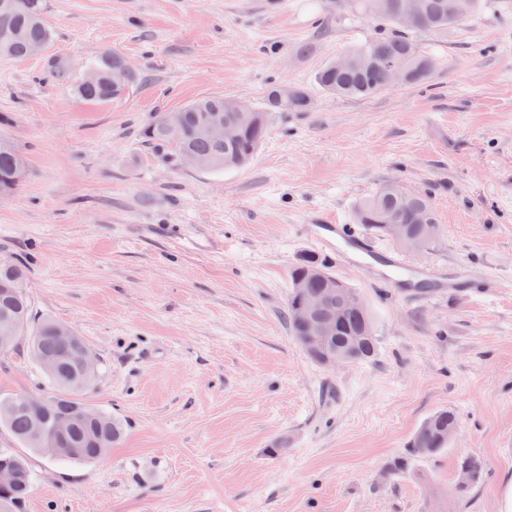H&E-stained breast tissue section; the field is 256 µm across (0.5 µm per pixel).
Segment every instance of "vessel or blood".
<instances>
[{
	"label": "vessel or blood",
	"mask_w": 512,
	"mask_h": 512,
	"mask_svg": "<svg viewBox=\"0 0 512 512\" xmlns=\"http://www.w3.org/2000/svg\"><path fill=\"white\" fill-rule=\"evenodd\" d=\"M306 231L310 244L331 253L339 265L369 270L374 262L383 261L386 268L383 283L389 288L416 287L422 282L436 280L449 292H456L464 284L471 295L480 297L492 293L499 286L498 281L490 278L473 279L463 269L441 277L438 268L410 263L396 251L379 248L368 236L349 235L342 224H310Z\"/></svg>",
	"instance_id": "1"
}]
</instances>
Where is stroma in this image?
<instances>
[{"instance_id": "obj_1", "label": "stroma", "mask_w": 512, "mask_h": 512, "mask_svg": "<svg viewBox=\"0 0 512 512\" xmlns=\"http://www.w3.org/2000/svg\"><path fill=\"white\" fill-rule=\"evenodd\" d=\"M326 0H46L40 54L0 59V136L27 160L0 196V260L34 257L36 316L72 326L97 359L83 392L122 417L124 441L92 463L48 459L0 427L34 475L17 512H500L512 483V0H484L447 33L419 34L428 86L366 100L315 74L376 20ZM118 53L138 80L92 103L75 85ZM274 112L242 169L184 167L139 130L203 96ZM430 196L437 235L415 264L500 282L476 298L392 295L332 265L374 316V361L312 362L282 319L305 227L352 224L387 181ZM25 340L0 353V396L49 390ZM459 415L440 454L383 477L436 410ZM487 462L458 493L455 462Z\"/></svg>"}]
</instances>
